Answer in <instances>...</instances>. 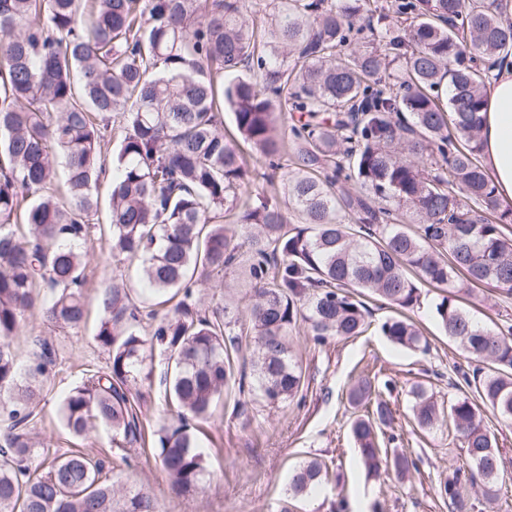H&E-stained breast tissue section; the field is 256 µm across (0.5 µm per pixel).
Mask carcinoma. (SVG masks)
<instances>
[{
  "instance_id": "cac0c4a2",
  "label": "carcinoma",
  "mask_w": 512,
  "mask_h": 512,
  "mask_svg": "<svg viewBox=\"0 0 512 512\" xmlns=\"http://www.w3.org/2000/svg\"><path fill=\"white\" fill-rule=\"evenodd\" d=\"M246 0H0V512H159L149 491L116 484L82 448L36 447L34 421L52 349L22 368L11 340L38 306L52 324L85 316L88 228L100 208L104 147L120 134L108 188L111 254L143 259L142 280L177 299L163 316L141 310L116 283L100 297L95 341L108 354L61 404L77 438L95 427L127 444L142 438L136 390L146 351L165 353L161 380L172 424L157 432L170 489L204 478L195 423L252 378L270 405L301 388L288 336L315 340L365 331L360 297L395 310L420 303L422 285L448 289L439 323L474 363L477 399L440 404L411 387L415 425L448 421L465 465L439 481L448 512H469L467 491L498 498L505 462L482 410L512 421V325L493 332L457 304L465 287L512 294V207L480 163V111L492 70L512 48V23L494 0H270L247 21ZM229 80H224V77ZM229 110L243 142L282 184L284 203L244 200L251 171L224 136ZM297 115L288 129L279 116ZM24 224L22 237L5 229ZM241 264L253 284L250 364L224 361L239 343L232 320L199 308L198 284ZM394 345L428 349L408 319L381 326ZM374 388L358 378L348 403ZM394 420L385 401L350 431L368 474L403 477L417 461L380 446ZM327 476L311 460L288 493Z\"/></svg>"
}]
</instances>
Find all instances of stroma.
<instances>
[{"label": "stroma", "mask_w": 512, "mask_h": 512, "mask_svg": "<svg viewBox=\"0 0 512 512\" xmlns=\"http://www.w3.org/2000/svg\"><path fill=\"white\" fill-rule=\"evenodd\" d=\"M87 262L89 316L84 327L76 332L51 327L35 309L26 315L27 334L12 340L24 365L32 358L29 337L46 336L53 342L56 365L35 420L40 445L60 453L83 447L103 454L106 471L125 486L149 489L161 512H280L284 507L289 512H448L437 493V482L462 463L461 443L447 428L425 432L414 427L409 394L418 382L441 400L472 393L461 382L470 369L467 354L448 340L434 318L445 289L422 287L421 304L409 313L429 341L425 352L395 346L382 335L380 327L394 311L369 295L363 298L368 328L362 335L330 336L318 342L309 325L300 324L292 335L293 352L304 376L298 395L285 405L271 407L252 392H225L198 434L208 476L193 491L176 497L169 492L167 475L156 456L155 432L171 418L158 384L138 386L143 394L144 434L131 463L108 454L110 430L97 428L91 438L81 440L60 420L59 409L68 390L86 371L105 369L108 363L107 353L94 340L101 315L99 294L121 281L134 300L155 301L141 279L139 264L112 256L106 242H89ZM198 297L203 310L228 307L237 320L236 330L247 327L250 282L241 269H227L221 281L200 285ZM459 304L491 330L512 323V297H504L499 290L475 288L461 296ZM362 373L392 382L391 390L381 394L395 412L394 422L384 430L385 445L418 460L417 470L405 481L370 477L349 434L353 409L346 392ZM485 423L496 435L508 465L499 478L501 490L495 502H488L481 489H471L473 512H512V422L489 413ZM314 458L326 464V479L310 496L289 497L294 469Z\"/></svg>", "instance_id": "1"}]
</instances>
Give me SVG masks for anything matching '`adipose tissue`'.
I'll list each match as a JSON object with an SVG mask.
<instances>
[{
	"mask_svg": "<svg viewBox=\"0 0 512 512\" xmlns=\"http://www.w3.org/2000/svg\"><path fill=\"white\" fill-rule=\"evenodd\" d=\"M484 166L501 203L512 204V66L495 71L479 113Z\"/></svg>",
	"mask_w": 512,
	"mask_h": 512,
	"instance_id": "obj_1",
	"label": "adipose tissue"
}]
</instances>
